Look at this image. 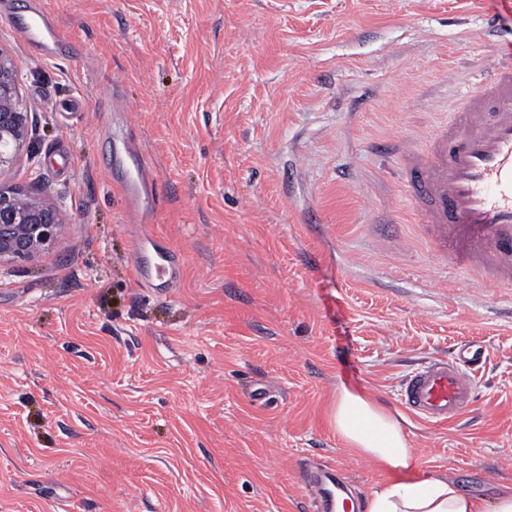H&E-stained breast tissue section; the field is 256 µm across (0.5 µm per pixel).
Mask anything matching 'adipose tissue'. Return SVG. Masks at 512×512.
<instances>
[{"mask_svg": "<svg viewBox=\"0 0 512 512\" xmlns=\"http://www.w3.org/2000/svg\"><path fill=\"white\" fill-rule=\"evenodd\" d=\"M332 425L358 454L393 474L392 481L366 499L364 512H512V489L487 507L462 493L451 479L418 476L417 457L399 418L364 390L338 391Z\"/></svg>", "mask_w": 512, "mask_h": 512, "instance_id": "ef3b65f1", "label": "adipose tissue"}]
</instances>
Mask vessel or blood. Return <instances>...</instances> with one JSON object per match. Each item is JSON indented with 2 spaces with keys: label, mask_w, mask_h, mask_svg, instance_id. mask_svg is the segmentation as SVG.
Here are the masks:
<instances>
[{
  "label": "vessel or blood",
  "mask_w": 512,
  "mask_h": 512,
  "mask_svg": "<svg viewBox=\"0 0 512 512\" xmlns=\"http://www.w3.org/2000/svg\"><path fill=\"white\" fill-rule=\"evenodd\" d=\"M28 45L54 46L60 32L41 11L17 22ZM495 64L464 96L447 126L433 134L405 184L412 196L428 201L421 223L433 225L440 242L450 245L461 265L481 264L512 282V41L494 45ZM134 171L120 182L129 209L147 217L154 178L140 151L127 146ZM182 259L151 231L137 238L132 259L136 280L168 293L180 276ZM487 359L483 345L465 342L456 359L436 358L406 377L403 405L413 417L435 425L460 420L474 406V373ZM320 512H335L336 498L347 493L345 476L335 467L305 472Z\"/></svg>",
  "instance_id": "1"
}]
</instances>
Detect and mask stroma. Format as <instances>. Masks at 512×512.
Returning a JSON list of instances; mask_svg holds the SVG:
<instances>
[{
	"label": "stroma",
	"instance_id": "obj_1",
	"mask_svg": "<svg viewBox=\"0 0 512 512\" xmlns=\"http://www.w3.org/2000/svg\"><path fill=\"white\" fill-rule=\"evenodd\" d=\"M25 3L70 44L46 56L0 9L38 145L0 187L63 230L0 264V512H316L315 466L365 500L389 476L337 438L338 388L401 412L406 375L464 341L489 350L473 411L403 429L420 475L512 486V286L435 252L402 184L512 0ZM127 142L184 255L165 297L133 277L104 161Z\"/></svg>",
	"mask_w": 512,
	"mask_h": 512
}]
</instances>
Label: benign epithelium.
<instances>
[{"label": "benign epithelium", "mask_w": 512, "mask_h": 512, "mask_svg": "<svg viewBox=\"0 0 512 512\" xmlns=\"http://www.w3.org/2000/svg\"><path fill=\"white\" fill-rule=\"evenodd\" d=\"M29 112L19 99V65L0 48V169L14 164L28 140ZM62 223L49 200L0 189V263L30 258L51 244Z\"/></svg>", "instance_id": "7a95c632"}]
</instances>
